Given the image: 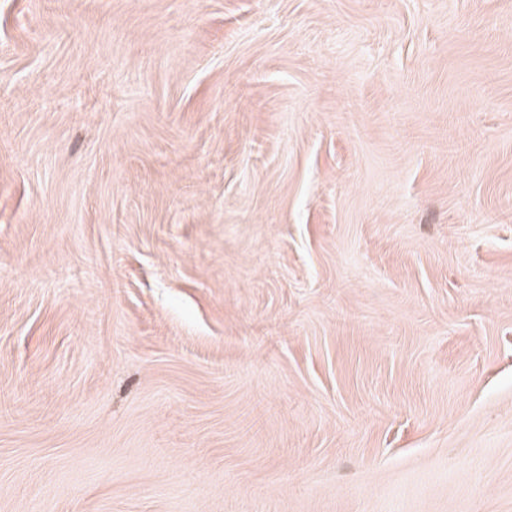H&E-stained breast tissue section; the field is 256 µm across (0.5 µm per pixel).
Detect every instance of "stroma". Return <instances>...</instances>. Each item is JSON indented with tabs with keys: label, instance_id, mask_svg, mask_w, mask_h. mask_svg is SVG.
I'll return each mask as SVG.
<instances>
[{
	"label": "stroma",
	"instance_id": "obj_1",
	"mask_svg": "<svg viewBox=\"0 0 512 512\" xmlns=\"http://www.w3.org/2000/svg\"><path fill=\"white\" fill-rule=\"evenodd\" d=\"M0 512H512V0H0Z\"/></svg>",
	"mask_w": 512,
	"mask_h": 512
}]
</instances>
